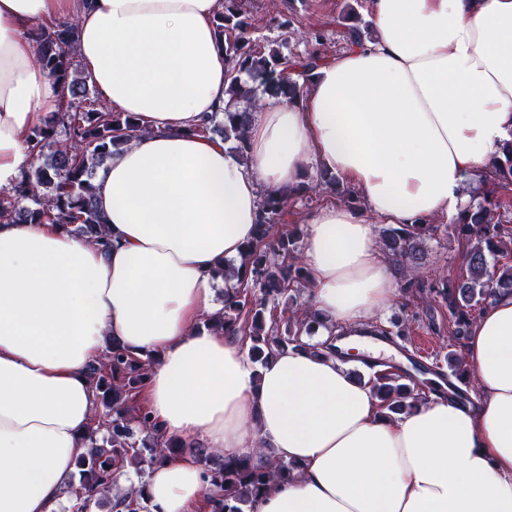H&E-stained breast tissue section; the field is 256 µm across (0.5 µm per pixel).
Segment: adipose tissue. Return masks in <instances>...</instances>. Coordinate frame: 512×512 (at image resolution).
Instances as JSON below:
<instances>
[{
  "label": "adipose tissue",
  "instance_id": "obj_1",
  "mask_svg": "<svg viewBox=\"0 0 512 512\" xmlns=\"http://www.w3.org/2000/svg\"><path fill=\"white\" fill-rule=\"evenodd\" d=\"M218 0H0V189L31 162L27 134L59 89L34 64L40 22L78 21L77 53L115 111L147 128L95 182L109 249L57 224H0V512H60L97 411L89 367L120 342L156 355L146 403L160 433L232 459L263 445L298 463L254 512H512V295L472 324L481 394L388 415L336 357L277 352L200 327L212 273L256 235L260 192L336 173L366 210L309 218L304 265L324 339L362 335L394 302L375 219L452 218L469 173L512 140V0H368L373 36L325 59L300 99H268L248 159L197 133L229 100ZM151 512L204 494L190 455L149 469Z\"/></svg>",
  "mask_w": 512,
  "mask_h": 512
}]
</instances>
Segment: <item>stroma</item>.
I'll return each mask as SVG.
<instances>
[{"instance_id":"stroma-1","label":"stroma","mask_w":512,"mask_h":512,"mask_svg":"<svg viewBox=\"0 0 512 512\" xmlns=\"http://www.w3.org/2000/svg\"><path fill=\"white\" fill-rule=\"evenodd\" d=\"M353 0H250L251 10L262 25L254 37L259 41L277 39L278 31L264 27L271 15L289 11L294 23L287 35V53L304 54L311 31L323 29V56H334L345 49L339 24ZM437 232L426 239L425 255L413 267L388 261L397 283V295L389 310L374 323L375 329L389 331L395 340L391 355L383 365L406 375L416 394L429 393L433 384L447 382L452 370L449 357L463 358L466 339L454 335L448 303L432 293L433 285L451 283L467 274L466 245L454 232L453 222L444 217L434 220Z\"/></svg>"}]
</instances>
